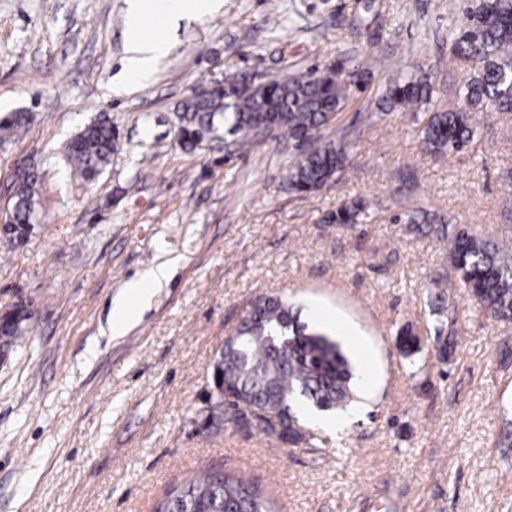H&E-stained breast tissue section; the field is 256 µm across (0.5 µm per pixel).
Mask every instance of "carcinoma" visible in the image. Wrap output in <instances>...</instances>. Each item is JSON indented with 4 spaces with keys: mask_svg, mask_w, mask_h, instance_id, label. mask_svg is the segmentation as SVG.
Returning a JSON list of instances; mask_svg holds the SVG:
<instances>
[{
    "mask_svg": "<svg viewBox=\"0 0 512 512\" xmlns=\"http://www.w3.org/2000/svg\"><path fill=\"white\" fill-rule=\"evenodd\" d=\"M452 53L479 64L476 75L462 84L461 106L442 109L429 117L422 145L432 154L459 152L471 139V110L480 105L512 112V0H481L477 23H467L450 35ZM358 82V72L332 67L309 70L270 84L224 81L220 92H195L178 109L177 140L182 148L198 149L221 134L241 136L271 127L294 142L300 154L288 175V191L321 190L348 160L347 148L333 141L310 150L303 143L320 138L323 117L345 103L346 87ZM431 77L421 74L389 84L384 101L389 107L429 109ZM118 130L107 118L85 127L67 146V160L85 182L95 181L110 163ZM36 177L20 184L13 223L0 227L8 242L24 240L36 220ZM367 211L362 200L343 202L331 213V224H356ZM449 276L459 279L476 303L501 322H512V256L490 241L465 231L456 235L450 253ZM27 318L15 317L0 330V349L26 332ZM212 382L224 393L209 394L205 404L225 396L246 398L257 412L255 426L269 438L298 443L299 418L294 407L305 403L321 411L344 410L356 400L355 368L340 345L327 335L308 330L288 302L277 296L257 299L246 311L233 345L220 352ZM291 411L288 428L275 431L273 413ZM168 496L177 497L181 512H278L276 504L243 476L205 470Z\"/></svg>",
    "mask_w": 512,
    "mask_h": 512,
    "instance_id": "carcinoma-1",
    "label": "carcinoma"
}]
</instances>
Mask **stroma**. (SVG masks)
<instances>
[{"label":"stroma","mask_w":512,"mask_h":512,"mask_svg":"<svg viewBox=\"0 0 512 512\" xmlns=\"http://www.w3.org/2000/svg\"><path fill=\"white\" fill-rule=\"evenodd\" d=\"M470 4L224 0L180 22L147 81L118 87L126 0H0V118L27 115L0 140V210L17 167L38 175L32 233L0 239V314L31 315L0 355V512H154L206 468L257 482L280 512H512V323L448 277L460 231L512 250V114L479 108L469 146L434 156L427 113L382 100L389 81L424 70L431 109L456 105L475 69L448 33ZM339 63L364 83L322 130L348 160L318 192L289 193L298 152L285 139L228 157L223 141L190 152L175 138L177 105L216 77ZM102 114L123 148L86 183L65 146ZM355 199L366 223H328ZM422 213L429 223H412ZM168 258L173 277L110 335L125 284ZM273 294L315 328L340 315L373 349L342 439L200 433L220 347Z\"/></svg>","instance_id":"1"}]
</instances>
